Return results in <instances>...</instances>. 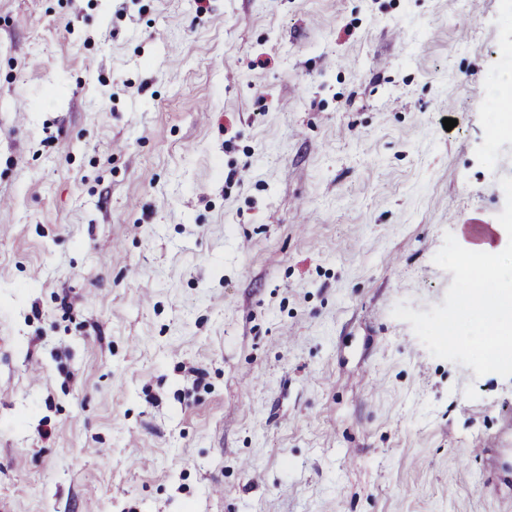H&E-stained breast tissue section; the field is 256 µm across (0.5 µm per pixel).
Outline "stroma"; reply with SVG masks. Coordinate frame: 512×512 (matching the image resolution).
<instances>
[{"instance_id": "stroma-1", "label": "stroma", "mask_w": 512, "mask_h": 512, "mask_svg": "<svg viewBox=\"0 0 512 512\" xmlns=\"http://www.w3.org/2000/svg\"><path fill=\"white\" fill-rule=\"evenodd\" d=\"M507 74L501 0H0V502L512 512V378L391 314L511 240ZM478 454L488 462L489 470L486 481L493 483L500 490L511 492L512 488V448H477Z\"/></svg>"}]
</instances>
